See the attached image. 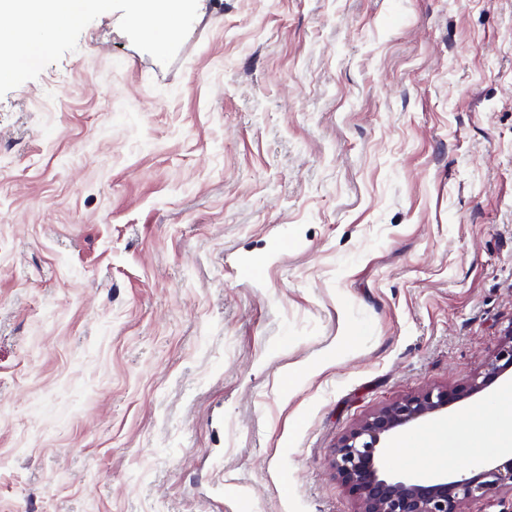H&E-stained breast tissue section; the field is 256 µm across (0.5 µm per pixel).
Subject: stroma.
<instances>
[{
  "instance_id": "35a3bbf8",
  "label": "stroma",
  "mask_w": 512,
  "mask_h": 512,
  "mask_svg": "<svg viewBox=\"0 0 512 512\" xmlns=\"http://www.w3.org/2000/svg\"><path fill=\"white\" fill-rule=\"evenodd\" d=\"M120 17L0 98V512H357L340 439L512 326V0Z\"/></svg>"
}]
</instances>
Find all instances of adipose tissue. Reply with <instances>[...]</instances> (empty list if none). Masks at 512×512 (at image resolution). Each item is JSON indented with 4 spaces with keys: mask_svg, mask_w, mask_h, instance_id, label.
I'll return each instance as SVG.
<instances>
[{
    "mask_svg": "<svg viewBox=\"0 0 512 512\" xmlns=\"http://www.w3.org/2000/svg\"><path fill=\"white\" fill-rule=\"evenodd\" d=\"M424 452L416 456V469L435 467L436 457L469 462L480 457L512 455V388L499 390L487 405L472 409L464 424L448 423L432 427L418 439Z\"/></svg>",
    "mask_w": 512,
    "mask_h": 512,
    "instance_id": "obj_1",
    "label": "adipose tissue"
}]
</instances>
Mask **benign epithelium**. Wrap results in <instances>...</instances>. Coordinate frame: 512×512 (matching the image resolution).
<instances>
[{"instance_id": "1", "label": "benign epithelium", "mask_w": 512, "mask_h": 512, "mask_svg": "<svg viewBox=\"0 0 512 512\" xmlns=\"http://www.w3.org/2000/svg\"><path fill=\"white\" fill-rule=\"evenodd\" d=\"M512 368V326L484 373L468 383L407 397L382 408L344 436L334 449L331 467L359 504V512H463V505L504 488L512 490V459L450 479L422 481L393 478L383 470L389 438L401 428L431 417L483 391Z\"/></svg>"}]
</instances>
